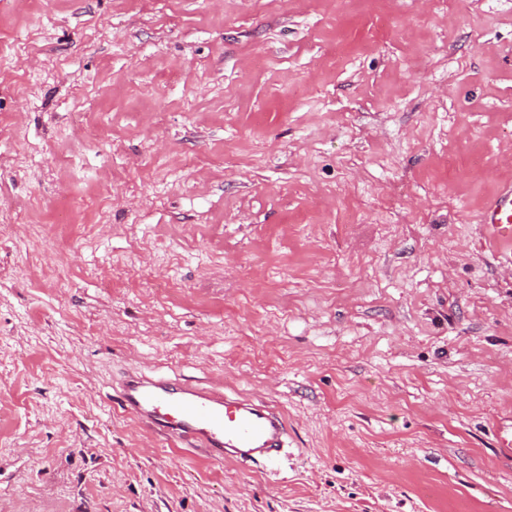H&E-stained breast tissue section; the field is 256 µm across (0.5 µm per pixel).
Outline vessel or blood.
<instances>
[{"instance_id":"obj_1","label":"vessel or blood","mask_w":512,"mask_h":512,"mask_svg":"<svg viewBox=\"0 0 512 512\" xmlns=\"http://www.w3.org/2000/svg\"><path fill=\"white\" fill-rule=\"evenodd\" d=\"M478 221L494 245L512 252L511 186L488 200ZM116 397L124 413L215 462L249 466L275 459L286 445L283 414L261 401L145 373L124 379Z\"/></svg>"}]
</instances>
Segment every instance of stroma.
I'll return each mask as SVG.
<instances>
[{"instance_id":"1","label":"stroma","mask_w":512,"mask_h":512,"mask_svg":"<svg viewBox=\"0 0 512 512\" xmlns=\"http://www.w3.org/2000/svg\"><path fill=\"white\" fill-rule=\"evenodd\" d=\"M512 0H0V512H512ZM281 410L243 468L114 399ZM478 222L486 227L489 240L507 251L505 257L509 259L512 254L511 186L503 187L488 200L479 215Z\"/></svg>"}]
</instances>
